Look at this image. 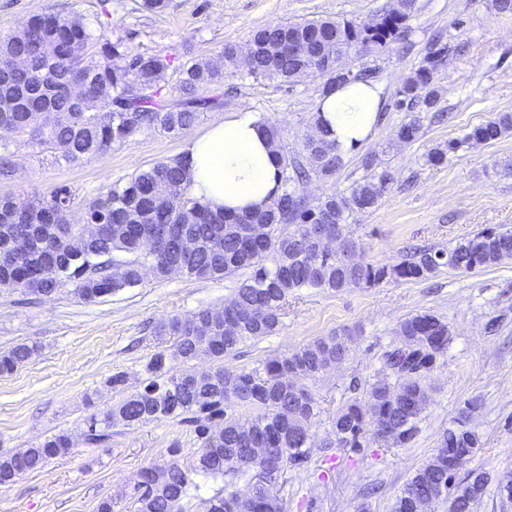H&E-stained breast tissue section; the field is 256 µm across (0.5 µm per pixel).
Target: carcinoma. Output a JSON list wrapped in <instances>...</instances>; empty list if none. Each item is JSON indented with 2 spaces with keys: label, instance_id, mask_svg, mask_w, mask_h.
Wrapping results in <instances>:
<instances>
[{
  "label": "carcinoma",
  "instance_id": "cac0c4a2",
  "mask_svg": "<svg viewBox=\"0 0 512 512\" xmlns=\"http://www.w3.org/2000/svg\"><path fill=\"white\" fill-rule=\"evenodd\" d=\"M415 0H402L399 11L388 9L378 22L365 26L349 20L320 18L278 23L255 30L247 75L293 84L311 68L326 70L325 87L336 84V58L352 50L376 51L405 39L406 21ZM112 25L105 10L92 21L56 8L32 14L0 36V155L23 146L37 157L51 154L81 165L122 146L134 136L158 131L177 136L205 112L224 107L213 91L223 72L205 59L177 68L166 55L133 52L96 30ZM446 48L430 50L421 66L403 83L395 106L407 112L428 111L437 99L429 89ZM263 124L280 162V194L275 208L246 215L213 210L191 195L183 156L140 168L78 208L66 186L34 195L26 203L0 199V292L51 297L71 287L81 299L94 302L142 282L141 267L165 278L178 270L191 279H222L244 270L223 316L210 308L174 316L159 323L155 340L163 348L146 363L143 387L112 407L85 419L86 443L101 445L112 438V426L175 421L194 432L199 448L192 464L171 463L142 471L134 488L135 512H183L199 499L202 512H285L274 491L286 483L314 447L311 421L320 403L308 383L345 360L348 338L323 336L292 348L262 365L230 371L224 358L251 340L274 333L286 315L288 300L304 288L340 292L350 286L371 288L383 283L425 281L444 268L470 272L512 257V230L484 228L446 249L412 248L396 265L352 259L308 240V227L325 224L347 228L350 218L379 206L391 174L383 170L355 183L345 194L332 190L310 201L302 187L313 178L334 182L344 166L336 145L319 138L288 152L281 130ZM420 119L401 125L398 140L411 144L421 136ZM512 133V113L470 129L465 139L493 143ZM85 225L98 231L79 255L65 238ZM263 225L266 235L244 233ZM163 233L164 247L143 250L145 237ZM29 241L18 255L14 244ZM57 275L45 273V267ZM236 323L224 333V321ZM401 344L383 353L382 376L332 419L322 448L358 451L369 432L390 448H406L418 433L426 411L428 375L448 351V322L422 312L400 322ZM18 345L0 354V374H10L32 355ZM207 352L216 366L197 371L190 362ZM66 434L45 438L22 451L0 452V484L19 471L42 468L71 452ZM256 448L281 452L280 469L267 471ZM480 448L475 431L460 423L444 431L432 459L417 468L391 505L390 512H416L422 501L441 504L446 512H473L490 475L470 471L455 481L458 458ZM222 481L207 498L201 483ZM247 481L249 491L236 488Z\"/></svg>",
  "mask_w": 512,
  "mask_h": 512
}]
</instances>
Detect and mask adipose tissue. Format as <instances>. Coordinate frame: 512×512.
Returning a JSON list of instances; mask_svg holds the SVG:
<instances>
[{
    "instance_id": "1",
    "label": "adipose tissue",
    "mask_w": 512,
    "mask_h": 512,
    "mask_svg": "<svg viewBox=\"0 0 512 512\" xmlns=\"http://www.w3.org/2000/svg\"><path fill=\"white\" fill-rule=\"evenodd\" d=\"M382 87L372 81L347 82L319 98L313 130L341 153L367 142L382 107ZM183 154L191 194L211 208L242 214L275 200L278 156L260 118L243 110L212 122Z\"/></svg>"
}]
</instances>
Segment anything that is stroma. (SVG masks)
I'll use <instances>...</instances> for the list:
<instances>
[{"mask_svg": "<svg viewBox=\"0 0 512 512\" xmlns=\"http://www.w3.org/2000/svg\"><path fill=\"white\" fill-rule=\"evenodd\" d=\"M140 0H0V35L28 16L54 6L93 19L112 14V38L136 52L161 53L176 63L208 58L221 63L224 47L245 46L252 30L274 23L338 18L362 23L391 0H170L160 14L139 11ZM406 41L372 54L353 52L345 64L374 72L385 105L372 138L345 156L335 184L313 179L308 198L349 188L368 174L364 157L392 181L379 206L356 216L348 231L365 261L394 265L413 244L445 248L486 227L512 229V135L490 144L465 143L471 127L499 112H512V14L498 12L494 0H416ZM442 32L448 47L431 84L435 110L421 112V138L400 143L399 127L410 113L393 102L403 80L417 69L430 39ZM324 80L310 76L292 85L247 76L245 67L224 70L222 109L204 113L188 132L172 136L141 134L103 157L80 166L32 157L16 149L14 175L0 180V197L26 201L65 185L86 201L122 182L137 169L182 153L188 139L214 120L247 109L264 115L282 131L289 150L300 148ZM446 161L430 165L428 153L447 148ZM236 277L194 280L178 274L147 276L133 288L94 302L65 288L33 304L20 295L0 294V353L25 344L29 360L0 375V449L19 451L44 438L67 434L71 454L49 461L0 486V512H96L105 498L114 512H133L131 492L141 471L175 462L190 465L198 444L185 426L154 421L116 425L104 445L83 443L85 419L106 409L124 393L140 389L145 365L156 352L159 322L201 308L220 309L232 298ZM430 311L443 316L452 340L429 375L430 404L418 434L405 448L389 450L371 441L363 453L312 448L309 462L289 471L279 487L286 512H390L412 472L428 462L444 430L455 427L469 399L481 405L465 418L478 435L480 450L457 472L482 469L498 479L512 474V258L469 273L443 270L422 282L341 292L302 289L288 302V313L274 334L247 342L225 359L230 370L253 368L288 349L332 334L351 339L346 359L311 388L322 412L312 425L316 438L330 428L336 408L364 395L382 366L381 355L398 342L400 322ZM124 373L123 390L107 383ZM379 485L377 495L362 493Z\"/></svg>", "mask_w": 512, "mask_h": 512, "instance_id": "1", "label": "stroma"}]
</instances>
